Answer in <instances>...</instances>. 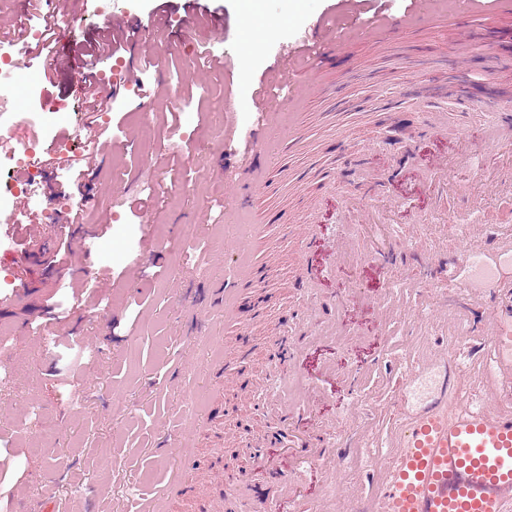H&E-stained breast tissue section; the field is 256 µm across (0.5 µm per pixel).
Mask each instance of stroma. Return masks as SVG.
I'll list each match as a JSON object with an SVG mask.
<instances>
[{"label":"stroma","instance_id":"obj_1","mask_svg":"<svg viewBox=\"0 0 512 512\" xmlns=\"http://www.w3.org/2000/svg\"><path fill=\"white\" fill-rule=\"evenodd\" d=\"M184 0H60L75 24L66 50L21 58L8 88L35 93L40 109L0 117L11 144L41 150L39 213L33 237L25 209L0 213V341L9 378L0 381V502L26 512L34 501L82 512L100 501L133 512L150 494L163 512H277L279 477L294 467L282 443L286 424L264 415L257 385L287 371L276 336L307 346L305 376L320 381L306 429L344 418L350 393L339 375L365 370L386 335L365 296L427 280L428 258L447 223L472 218L512 226V142L487 139L492 112L469 101L413 103L407 88L443 80L447 69L478 79L484 96L512 83L491 70L489 33L512 30V0H259V20L290 18L251 56L240 52L239 0H201L224 20L223 35L187 29ZM166 5L168 24L144 28L135 44L101 65L118 94L106 112H46L79 100L76 75L113 17L147 20ZM46 8L0 0V41L15 27L44 32ZM153 67H145L144 56ZM293 64L279 75L281 56ZM287 111L300 130L285 140L272 121ZM84 134L76 154L51 145ZM264 179L251 193L266 226L253 246V281L224 322L216 290L239 268L224 248L249 216L235 186L248 172ZM387 188L368 199L375 221L358 227L367 246L397 262L337 258L333 241L348 223L345 198L363 174ZM321 199L320 236L302 248L297 224ZM87 201L79 223L98 229L80 240L62 228V204ZM399 226L413 243L395 242ZM73 253L54 255L62 244ZM26 259L16 270L17 259ZM321 278L309 289L299 265ZM25 298H18V290ZM336 319L345 337L315 341ZM337 377L324 378L322 363ZM262 443L275 471L251 473L240 449Z\"/></svg>","mask_w":512,"mask_h":512}]
</instances>
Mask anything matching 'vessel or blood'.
Returning <instances> with one entry per match:
<instances>
[{"label": "vessel or blood", "instance_id": "1", "mask_svg": "<svg viewBox=\"0 0 512 512\" xmlns=\"http://www.w3.org/2000/svg\"><path fill=\"white\" fill-rule=\"evenodd\" d=\"M99 62L86 59L81 78L105 102L110 90ZM453 231L472 246L500 233L484 224ZM453 285L444 270L426 282L417 304L372 297L384 326L406 318L434 326L417 343L389 337L374 365L387 382L373 405L363 399L365 377L345 373L353 409L325 438L300 425L322 395L319 386L297 370L276 378L274 408L293 432L289 455L334 484L344 512H512V287L483 302V325L459 322L448 341V310L436 294Z\"/></svg>", "mask_w": 512, "mask_h": 512}]
</instances>
